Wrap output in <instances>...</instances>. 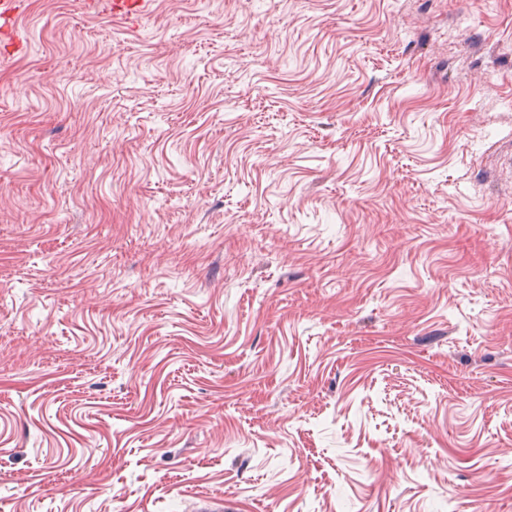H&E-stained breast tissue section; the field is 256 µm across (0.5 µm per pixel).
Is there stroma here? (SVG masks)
Returning a JSON list of instances; mask_svg holds the SVG:
<instances>
[{
	"mask_svg": "<svg viewBox=\"0 0 512 512\" xmlns=\"http://www.w3.org/2000/svg\"><path fill=\"white\" fill-rule=\"evenodd\" d=\"M22 0L0 512H512V0ZM153 2V0H113L112 16L135 24L143 15L148 13Z\"/></svg>",
	"mask_w": 512,
	"mask_h": 512,
	"instance_id": "1",
	"label": "stroma"
}]
</instances>
